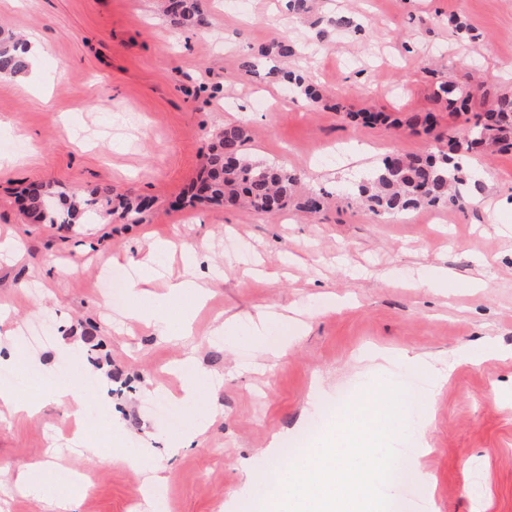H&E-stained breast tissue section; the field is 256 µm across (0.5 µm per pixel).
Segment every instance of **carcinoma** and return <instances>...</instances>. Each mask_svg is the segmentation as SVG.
I'll return each instance as SVG.
<instances>
[{
  "label": "carcinoma",
  "instance_id": "obj_1",
  "mask_svg": "<svg viewBox=\"0 0 512 512\" xmlns=\"http://www.w3.org/2000/svg\"><path fill=\"white\" fill-rule=\"evenodd\" d=\"M167 13L183 28L199 29L206 25L201 0H167ZM17 45L13 35L0 29V76H12L27 69L28 64L13 55ZM273 49L274 52L264 55L265 62L271 63L269 73L281 75L288 85L316 97L303 75L281 74L274 65L277 58L294 53L288 40L273 44ZM475 102L469 85L442 84L436 103L440 107L448 105L457 114H468L467 126L461 131L448 128L446 148L435 154L386 157L382 166L355 185L353 194L381 217L401 215L424 206L464 209L466 191L477 181L463 160L483 148L512 151V95L498 97L490 108L480 112L473 111ZM246 141L243 129L224 127L210 149L203 174L192 185L189 195L180 198L181 206L224 199L234 205L242 199L255 211L265 213L287 206L295 192L296 174L283 166L254 162L246 151ZM29 189L34 195L27 211L39 223L81 224L99 214L96 201L68 199L50 184L36 182ZM298 204L306 212L317 213L323 207L324 193L311 190L299 198ZM150 206V201L140 196L127 197L110 214L117 213L130 224H141Z\"/></svg>",
  "mask_w": 512,
  "mask_h": 512
}]
</instances>
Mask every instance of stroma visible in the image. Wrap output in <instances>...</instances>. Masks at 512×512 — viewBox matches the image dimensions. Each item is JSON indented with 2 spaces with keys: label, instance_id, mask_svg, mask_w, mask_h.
<instances>
[{
  "label": "stroma",
  "instance_id": "obj_1",
  "mask_svg": "<svg viewBox=\"0 0 512 512\" xmlns=\"http://www.w3.org/2000/svg\"><path fill=\"white\" fill-rule=\"evenodd\" d=\"M225 2L203 0L207 24L188 30L161 0H0V25L41 46L24 74L0 78V237L17 249L0 256V305L12 307L0 357L41 383L0 378V388L42 404L35 418L0 422V512H53L15 482L36 463L53 472V492L80 484L76 512H157L159 494L166 512H258L240 461L291 467L278 444L318 402H351L379 382L403 387L415 441L432 448L420 466L433 485L410 488L429 512H512V152L472 158L479 187L462 211L379 217L339 191L385 156L437 149L406 120L435 108L440 83L471 84L488 100L512 94V0H309L299 14L287 0H248L243 13ZM336 13L363 31L329 29ZM284 37L296 52L281 67L303 73L320 102L267 68H243ZM364 108L393 124L350 119ZM230 124L255 159L294 170L297 191L325 188L323 209H176ZM33 182L86 199L131 193L152 207L143 224H38L22 196ZM149 229L199 244L192 274L215 284L205 306L165 298L160 283L111 305L110 280L136 277ZM422 275L433 287L413 288ZM140 304L165 318L164 333L131 319ZM37 323L50 339L26 348ZM192 347L208 376L195 402L171 403L169 367ZM477 351L475 366L466 356ZM410 354L447 369L425 407L404 376L426 382L429 371ZM67 362L93 384L79 420L50 399ZM198 425L204 433L168 456L172 438ZM78 431L112 455H142L141 466L70 451ZM159 464L168 481L151 494Z\"/></svg>",
  "mask_w": 512,
  "mask_h": 512
}]
</instances>
